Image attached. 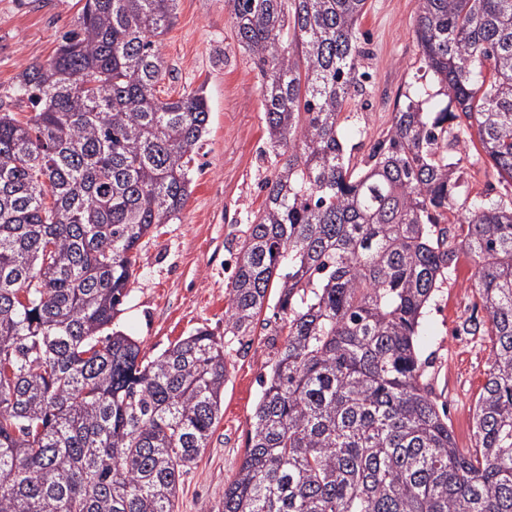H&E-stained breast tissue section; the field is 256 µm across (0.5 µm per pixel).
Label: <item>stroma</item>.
<instances>
[{"label":"stroma","mask_w":512,"mask_h":512,"mask_svg":"<svg viewBox=\"0 0 512 512\" xmlns=\"http://www.w3.org/2000/svg\"><path fill=\"white\" fill-rule=\"evenodd\" d=\"M84 0H0V102L17 118L27 101L13 94L18 74L49 58L61 35L75 27ZM418 0H368L360 22L365 96L349 105L344 142L362 158L390 126L416 80L419 48L414 38ZM177 18L163 36L165 76L160 98L203 87L210 107L208 129L191 165V194L171 224L143 238L136 280L117 330L134 336L152 359L177 340L205 329L223 341L228 357L221 416L193 468L184 475L176 512H211L240 466L249 421L261 396L275 348L265 308L250 335L224 329L225 292L247 214L262 207L260 186L276 162L266 142L261 75L239 48L224 0H178ZM465 195L510 200L479 143L462 154ZM471 263L460 258L436 292L420 326L425 381L443 406L459 447L473 445L472 409L485 383L489 347L462 325L485 319L471 287Z\"/></svg>","instance_id":"stroma-1"}]
</instances>
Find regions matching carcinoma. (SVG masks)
Instances as JSON below:
<instances>
[{
    "label": "carcinoma",
    "instance_id": "obj_1",
    "mask_svg": "<svg viewBox=\"0 0 512 512\" xmlns=\"http://www.w3.org/2000/svg\"><path fill=\"white\" fill-rule=\"evenodd\" d=\"M176 2L85 0L19 76L34 115L0 112V512H174L219 419L223 342L199 329L148 360L110 330L209 122L203 87L156 95ZM366 4L224 0L288 155L248 217L224 323L246 335L276 287L285 341L211 512H512V206L480 199L439 227L472 136L512 187V0H418L420 68L448 101H409L356 165L341 128L366 94ZM462 254L487 314L463 331L490 348L468 450L419 354Z\"/></svg>",
    "mask_w": 512,
    "mask_h": 512
}]
</instances>
